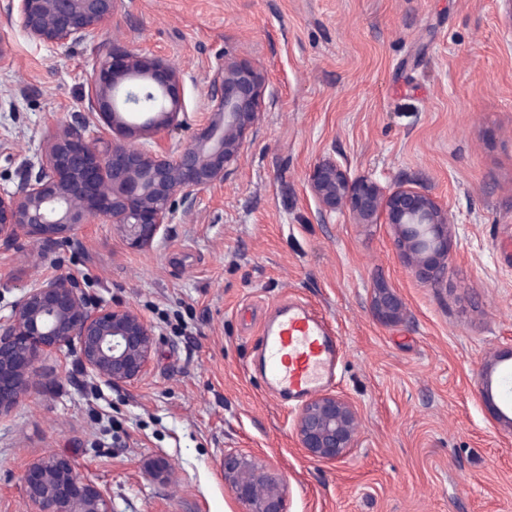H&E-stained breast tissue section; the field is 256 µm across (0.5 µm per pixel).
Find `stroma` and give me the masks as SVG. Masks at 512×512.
Segmentation results:
<instances>
[{
  "label": "stroma",
  "mask_w": 512,
  "mask_h": 512,
  "mask_svg": "<svg viewBox=\"0 0 512 512\" xmlns=\"http://www.w3.org/2000/svg\"><path fill=\"white\" fill-rule=\"evenodd\" d=\"M109 36L177 65L188 126L210 108L225 55L265 76L261 116L224 183L129 248L110 224L55 247L0 241V316L43 276H77L91 303L151 324L146 373L115 387L76 352L41 358L35 385L0 419V512H30L23 473L54 453L108 490L112 512H236L224 452L255 456L287 512H512V5L507 0H125ZM0 192L38 166L50 135L81 113L91 44L38 42L0 22ZM445 203L451 261L418 280L387 224L321 218L309 168ZM405 303L373 315L377 284ZM321 313L342 345L330 392L357 408L344 459L297 444L298 406L251 371L264 316L284 300ZM491 371L492 402L481 373ZM167 459L173 478L152 477Z\"/></svg>",
  "instance_id": "35a3bbf8"
}]
</instances>
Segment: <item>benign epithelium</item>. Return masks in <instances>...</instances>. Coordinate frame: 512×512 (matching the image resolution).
Segmentation results:
<instances>
[{"mask_svg":"<svg viewBox=\"0 0 512 512\" xmlns=\"http://www.w3.org/2000/svg\"><path fill=\"white\" fill-rule=\"evenodd\" d=\"M124 0H7L0 10L18 17L26 34L65 46L96 42L99 65L89 79L87 111L100 133L70 123L49 139L38 171L13 193H0V240L25 238L41 245L72 241L84 224L112 225L127 246L153 243L178 208L224 184L260 118L264 74L249 60L224 56L210 77L212 106L176 151L163 133L183 123V72L159 56L117 47L104 37ZM163 98L146 111L144 94ZM143 114L141 122L127 118ZM307 184L324 218L347 213L355 224H390L403 260L425 283L448 270L452 219L448 207L406 185L381 187L351 176L334 157L310 168ZM373 307L386 324L399 321L404 302L392 289H376ZM155 334L136 311L91 304L73 275L39 279L0 316V418L27 396L40 359L76 348L82 367L112 386L138 380L150 363ZM359 413L346 398L313 397L296 418L298 444L316 460L335 461L355 447ZM224 480L242 512H285V490L267 476L254 456L224 453ZM31 512H112L105 489L81 475L63 455L31 462L23 474Z\"/></svg>","mask_w":512,"mask_h":512,"instance_id":"1","label":"benign epithelium"}]
</instances>
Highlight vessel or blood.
<instances>
[{
  "instance_id": "vessel-or-blood-1",
  "label": "vessel or blood",
  "mask_w": 512,
  "mask_h": 512,
  "mask_svg": "<svg viewBox=\"0 0 512 512\" xmlns=\"http://www.w3.org/2000/svg\"><path fill=\"white\" fill-rule=\"evenodd\" d=\"M341 346L313 308L283 302L263 321L253 369L280 403L306 400L336 380Z\"/></svg>"
}]
</instances>
